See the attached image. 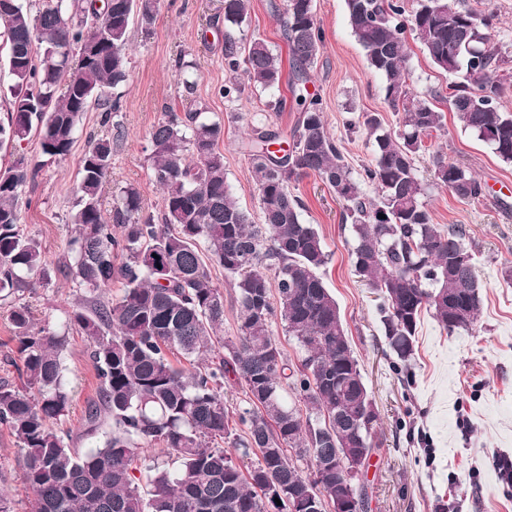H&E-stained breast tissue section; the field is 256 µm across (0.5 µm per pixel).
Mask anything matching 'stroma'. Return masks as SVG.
Here are the masks:
<instances>
[{
  "label": "stroma",
  "mask_w": 512,
  "mask_h": 512,
  "mask_svg": "<svg viewBox=\"0 0 512 512\" xmlns=\"http://www.w3.org/2000/svg\"><path fill=\"white\" fill-rule=\"evenodd\" d=\"M284 0H250L242 25L244 39H264L274 54L287 58L281 18L271 9ZM223 0H162L150 33L132 27L128 77L108 88L120 103L111 125L100 123L97 110L83 116L70 155L45 161L35 188L19 199V224L43 247L51 277L44 288L26 296L36 318L62 328L66 313L79 298L73 282L56 267L68 250L70 214L80 180L81 160L90 137H108L122 130L113 145L112 169L102 194L103 210H111L121 187L136 186L143 214L158 213L162 193L151 177L148 136L167 112L205 109L221 122L227 180L240 205L252 217L260 201L250 172L245 145L254 120L264 119L279 134L276 146L288 151L299 114L293 106L273 110L287 99V87L243 88L227 99L224 71ZM323 30V47L307 85L324 107L329 133L337 139L354 170L372 158V144L362 125L377 114L385 127L397 116L384 99V80L372 72L364 49L349 27L344 0H316ZM409 83L421 99L442 112V125L432 132L416 165L423 181L432 178V157L468 165L486 185L480 202H465L448 190L431 186L425 202L434 223L465 225L476 255L483 285L481 313L469 329L443 330L431 312H422L416 353L408 374L397 373L388 356L378 302L353 271L351 235L340 223L342 204L313 174L292 182L303 204L305 223L316 225L329 261L322 277L335 296L361 373L379 414L377 446L363 469L367 512H512V485L498 477V465L512 460V283L504 279L512 268V166L501 164L487 145L462 130L441 98L449 79L431 63L415 37H408ZM188 55L196 64L193 91L176 76L175 60ZM72 391V409L62 428L78 452L103 445L114 428L102 417L99 428L86 432L84 411L98 396L96 368L79 332L68 334L64 358Z\"/></svg>",
  "instance_id": "1"
}]
</instances>
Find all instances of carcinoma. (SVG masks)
<instances>
[{"label":"carcinoma","mask_w":512,"mask_h":512,"mask_svg":"<svg viewBox=\"0 0 512 512\" xmlns=\"http://www.w3.org/2000/svg\"><path fill=\"white\" fill-rule=\"evenodd\" d=\"M345 7L369 68L385 78V101L399 115L394 129L376 114L365 116L373 157L362 172L327 131L321 100L306 93L323 44L314 0H286L282 20L288 84L300 110L291 151L277 156L269 150L276 133L264 124L251 128L261 223L227 183L218 148L224 126L202 112L171 113L149 132L150 169L162 191L155 217L140 216V191L131 184L110 213L102 210L112 140L122 130L89 142L59 272L83 293L65 325L86 336L99 380L86 429L96 430L106 413L115 431L102 447L79 454L54 428L72 402L63 362L68 337L37 324L23 302L49 276L41 244L22 231L17 211L41 164L18 146L35 133L41 154L62 160L91 107L110 123L119 102L104 89L127 80L131 27L149 30L159 0H41L34 14L24 0H0L11 97L7 123L0 124V152L10 156L0 168V300L14 299L15 347L0 363L19 380L0 379V427L19 448L25 512H292L294 488L308 484L324 495L346 479L344 468L326 474L325 459L346 448L372 454L378 415L364 418L363 406L374 403L320 274L329 254L318 229L303 223L302 202L290 189L303 175L319 176L343 203L354 268L381 298L395 370L410 367L423 310L449 333L477 321L482 292L468 231L433 223L424 198L434 185L479 202L486 188L471 168L440 155L432 183L420 179L417 156L441 113L409 88L405 33L453 78L448 107L460 126L506 165L512 54L492 41L493 13L458 0H345ZM247 11L248 0H224V71L255 88H277L281 59L265 40L245 45L233 32ZM213 264L232 277V338L221 336L224 293L211 282ZM114 282L123 286L115 303L104 296ZM458 301L467 315L452 324L448 304ZM277 320L305 353L295 367L273 334ZM175 353L192 367L174 366ZM236 384L246 400L232 416L224 389ZM146 445L174 454L178 467L153 466L142 488L137 474Z\"/></svg>","instance_id":"1"}]
</instances>
